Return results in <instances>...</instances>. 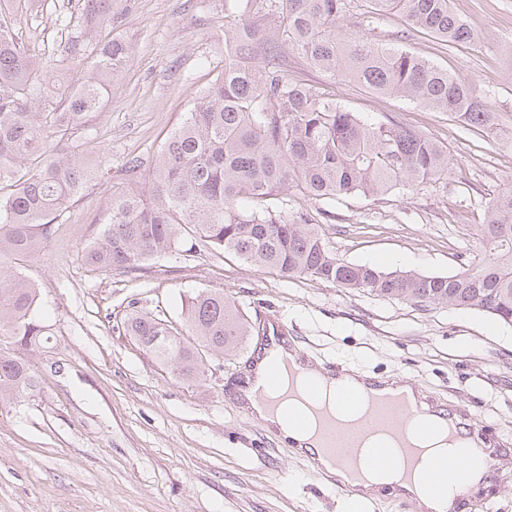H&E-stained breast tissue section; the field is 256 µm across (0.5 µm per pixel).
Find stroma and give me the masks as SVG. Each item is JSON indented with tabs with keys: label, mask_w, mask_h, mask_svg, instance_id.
<instances>
[{
	"label": "stroma",
	"mask_w": 512,
	"mask_h": 512,
	"mask_svg": "<svg viewBox=\"0 0 512 512\" xmlns=\"http://www.w3.org/2000/svg\"><path fill=\"white\" fill-rule=\"evenodd\" d=\"M20 45L64 59L62 82L89 65L67 48L83 26L79 0H5ZM477 31L454 47L429 33L404 48L468 83L498 112H512V0H453ZM354 0L338 29L395 41L400 13L359 23ZM92 40L119 38L131 53L108 103L82 134V157H108L112 178L93 182L21 264L40 294L52 337L30 355L35 391L0 400V512H401L391 494L356 502L322 478L235 397L250 365L247 337L207 359L198 382L175 379L121 323L130 305L181 326V306L223 289L253 323L273 317L322 367L360 365L404 380L436 404L466 413L478 436L503 448L501 478L470 491L471 512H512V326L476 310L350 291L306 276L256 268L230 253L175 252L136 273L88 266L84 249L103 230L124 164L154 162L200 89L224 66V0H116ZM288 64L305 83L375 121L404 123L438 140L452 159L447 179L381 197L317 201L288 191L290 215H308L336 256L353 264L429 276L459 272L481 251L461 226L483 223L486 203L512 191V156L445 112L372 94L343 77Z\"/></svg>",
	"instance_id": "stroma-1"
}]
</instances>
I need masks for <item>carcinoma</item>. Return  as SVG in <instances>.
<instances>
[{
  "label": "carcinoma",
  "mask_w": 512,
  "mask_h": 512,
  "mask_svg": "<svg viewBox=\"0 0 512 512\" xmlns=\"http://www.w3.org/2000/svg\"><path fill=\"white\" fill-rule=\"evenodd\" d=\"M401 13L413 30L446 45L478 35L450 0H370ZM114 0H81L84 32L112 22ZM224 69L203 89L186 121L162 145L152 167L126 163L132 187L112 196V215L85 249L105 272L144 270L191 240L190 249L232 253L285 276H308L342 288L398 297L422 308L477 309L512 325V191L487 203L477 225L483 252L455 275L385 272L336 257L306 215H288L285 188L318 201L380 196L448 176L451 159L434 138L401 122L374 123L320 88L303 83L284 59L294 51L311 68L339 74L377 95H396L451 117L512 150V113L495 112L468 85L431 61L368 38L344 39L337 21L348 0H225ZM122 39L96 46L90 67L52 96L36 81L58 63L20 48L0 24V398L36 388L17 355L50 340L39 320V293L17 269L52 234V226L86 185L110 180L103 158L92 167L54 142L85 130L112 93L129 58ZM60 112H41L50 100ZM26 169V178L14 181ZM148 185V192L137 183ZM183 325L137 310L123 324L176 380L204 376L203 354L236 350L253 326L222 289L183 306Z\"/></svg>",
  "instance_id": "cac0c4a2"
}]
</instances>
